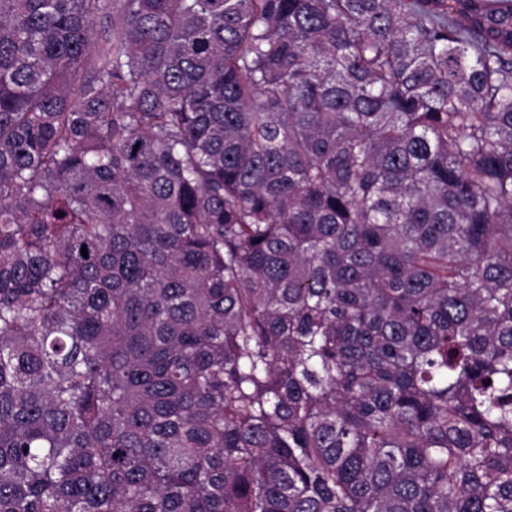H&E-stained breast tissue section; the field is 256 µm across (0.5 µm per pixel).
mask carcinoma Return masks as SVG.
I'll return each mask as SVG.
<instances>
[{
	"instance_id": "obj_1",
	"label": "carcinoma",
	"mask_w": 512,
	"mask_h": 512,
	"mask_svg": "<svg viewBox=\"0 0 512 512\" xmlns=\"http://www.w3.org/2000/svg\"><path fill=\"white\" fill-rule=\"evenodd\" d=\"M0 512H512V0H0Z\"/></svg>"
}]
</instances>
